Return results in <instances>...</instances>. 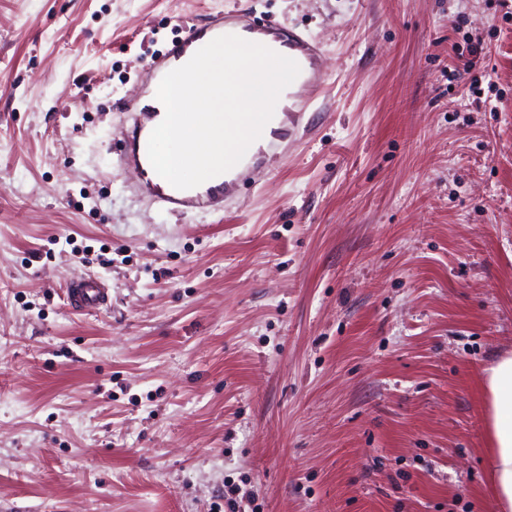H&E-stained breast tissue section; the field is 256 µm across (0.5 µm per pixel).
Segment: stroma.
Segmentation results:
<instances>
[{"label": "stroma", "instance_id": "obj_1", "mask_svg": "<svg viewBox=\"0 0 512 512\" xmlns=\"http://www.w3.org/2000/svg\"><path fill=\"white\" fill-rule=\"evenodd\" d=\"M244 10L326 91L218 213L134 188L142 60ZM108 298L74 310L71 282ZM512 0H0V512H497Z\"/></svg>", "mask_w": 512, "mask_h": 512}]
</instances>
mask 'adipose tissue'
Instances as JSON below:
<instances>
[{
    "label": "adipose tissue",
    "instance_id": "adipose-tissue-1",
    "mask_svg": "<svg viewBox=\"0 0 512 512\" xmlns=\"http://www.w3.org/2000/svg\"><path fill=\"white\" fill-rule=\"evenodd\" d=\"M483 391L492 441L485 466L500 512H512V356L487 369Z\"/></svg>",
    "mask_w": 512,
    "mask_h": 512
}]
</instances>
